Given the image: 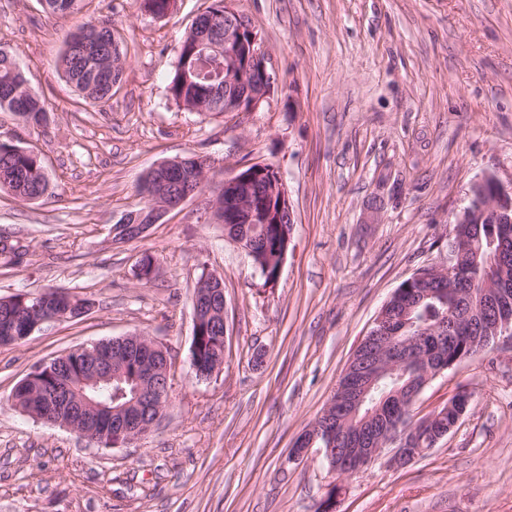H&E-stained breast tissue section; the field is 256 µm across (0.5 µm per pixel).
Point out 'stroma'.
<instances>
[{"instance_id":"obj_1","label":"stroma","mask_w":512,"mask_h":512,"mask_svg":"<svg viewBox=\"0 0 512 512\" xmlns=\"http://www.w3.org/2000/svg\"><path fill=\"white\" fill-rule=\"evenodd\" d=\"M209 0L158 19L139 0H86L52 16L0 0V49L49 108L47 126L0 112V139L38 151L49 190L0 191V296L66 288L78 319L0 347V512H512V348L434 377L421 418L460 391L456 427L407 465L389 454L337 478L318 449L293 445L332 397L384 302L420 269L445 265L454 216L485 174L512 182V0H235L260 36L274 88L254 112H190L166 97L181 39ZM111 19L124 62L111 99L66 83L72 31ZM210 158L204 191L133 240L115 236L155 164ZM272 165L294 226L281 274L265 284L211 219L224 179ZM155 267L139 280L144 256ZM224 282V367H189L191 304L202 273ZM140 333L172 359L171 403L149 434L112 450L28 417L7 398L42 362Z\"/></svg>"}]
</instances>
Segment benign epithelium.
I'll use <instances>...</instances> for the list:
<instances>
[{"instance_id":"benign-epithelium-1","label":"benign epithelium","mask_w":512,"mask_h":512,"mask_svg":"<svg viewBox=\"0 0 512 512\" xmlns=\"http://www.w3.org/2000/svg\"><path fill=\"white\" fill-rule=\"evenodd\" d=\"M206 44L211 50V56L224 66V111H257L270 95L275 77L260 47L257 32L231 6V0H224V36L208 40ZM200 163L202 168L187 178L185 190L179 192L170 189V182L167 180V173L173 162L165 161L154 167L151 180L162 186V190H154L148 194L147 208L132 214L133 221L127 226L131 237H139L149 228V224L141 222L146 213H151L154 220L161 218L200 191L212 170L208 158H203ZM489 180L493 184V197L489 199V206L497 210H512V185H504L492 173L486 174L477 184L483 185ZM219 197L224 207L226 225L279 224L282 214H292L281 178L267 164H256L252 170L224 180ZM467 223L469 208L466 207L456 216L449 235L448 264L443 267L423 268L414 277H445L458 272L456 260L462 254L461 242L464 239V235L459 233V225ZM206 282L208 279L205 278L198 284L193 300L192 323L195 332L204 321H226L224 306L220 305L215 309L202 306L201 298L208 294ZM405 295V288L400 286L382 306L374 327L359 343L347 364L327 408L314 425L295 442L294 456H306L316 443L317 435L324 432L329 444L328 447L319 449V452L329 462L332 471L340 477L351 475L369 465L393 443L397 444V448L392 462H410V449L404 447V444L410 430L424 425L427 418L417 421L409 429L403 430L399 425H386L374 432L370 424L383 416L382 406L378 405L364 417H359L380 381L399 371L403 363L402 353L411 352L413 357L422 359L419 355V341H399L397 334L390 330V311L406 305ZM483 327L485 334L494 340V345H512V316L503 319L498 317L483 323ZM114 349L123 358L122 365L137 373L138 387L130 401L107 411L104 406H98L96 410L99 414L87 419L80 427H70V430L92 443L98 439V429L103 423L126 444L144 436L160 417L164 403L156 405L153 418H145L139 404L141 395L158 385H169L174 380L167 349L154 339L138 333L114 338L108 346L96 343L93 347L84 349V384L96 388L119 377L117 364L112 359ZM447 368L446 364L436 369L427 365L422 367L419 370L420 378L406 384L395 394L398 407L403 410L410 407L429 381ZM467 402L468 395L463 392L448 401L446 409L451 420L448 428L451 429L457 424Z\"/></svg>"}]
</instances>
